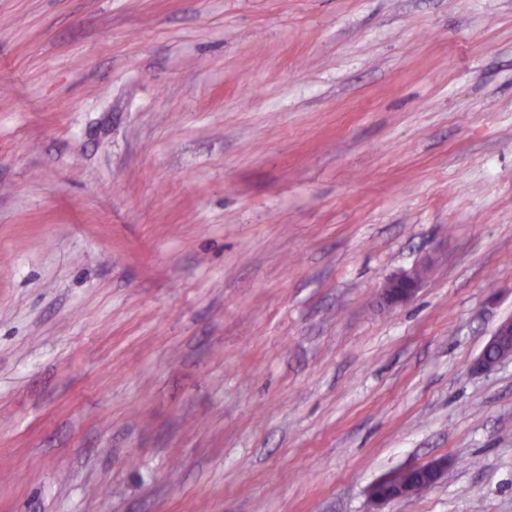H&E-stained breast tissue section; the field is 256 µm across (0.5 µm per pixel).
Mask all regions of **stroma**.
Instances as JSON below:
<instances>
[{
    "instance_id": "obj_1",
    "label": "stroma",
    "mask_w": 512,
    "mask_h": 512,
    "mask_svg": "<svg viewBox=\"0 0 512 512\" xmlns=\"http://www.w3.org/2000/svg\"><path fill=\"white\" fill-rule=\"evenodd\" d=\"M510 317L512 0H0V512H512ZM425 268H414L391 278L381 288V295L385 302L391 306L405 305L416 296ZM504 336H511V346H503ZM490 354H492L490 356ZM512 355V319L502 321L484 345L474 368L478 372L488 373L495 370L504 360ZM385 479L381 480L377 484L374 485L371 493V498L373 504L378 507L381 504L386 502L395 500L408 498L416 494V487L418 489L417 494L425 491L430 487L429 484L423 482L422 480L416 482V487L410 482L401 481L396 485L392 490L383 491L380 489V486L384 482Z\"/></svg>"
}]
</instances>
